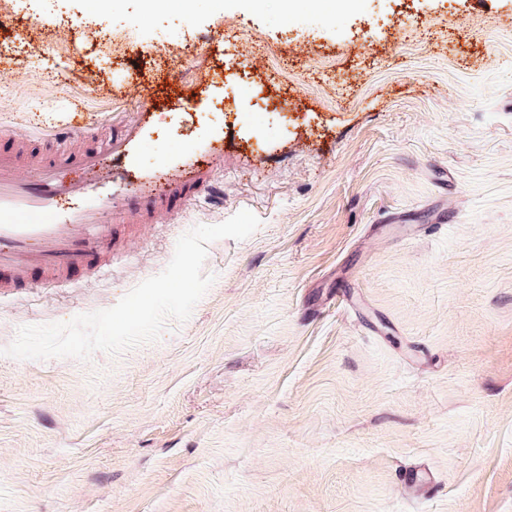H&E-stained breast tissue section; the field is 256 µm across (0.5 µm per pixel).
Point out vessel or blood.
I'll return each mask as SVG.
<instances>
[{"label": "vessel or blood", "instance_id": "b4317fda", "mask_svg": "<svg viewBox=\"0 0 512 512\" xmlns=\"http://www.w3.org/2000/svg\"><path fill=\"white\" fill-rule=\"evenodd\" d=\"M177 101L205 113L197 85H181ZM159 109L145 101L97 148L60 159L26 152L23 137L0 131V295L28 287L35 272L59 286L77 272L101 276L122 225L151 223L160 211L182 214L210 193L224 166L223 129L202 124L195 144L171 147L148 167L141 147L158 133ZM132 182L138 191H128ZM403 483L414 497L434 488L422 469L406 472Z\"/></svg>", "mask_w": 512, "mask_h": 512}]
</instances>
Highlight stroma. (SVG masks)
Segmentation results:
<instances>
[{"label":"stroma","instance_id":"obj_1","mask_svg":"<svg viewBox=\"0 0 512 512\" xmlns=\"http://www.w3.org/2000/svg\"><path fill=\"white\" fill-rule=\"evenodd\" d=\"M201 74L223 204L159 216L106 275L0 297V512H512V0H0L18 134ZM158 124L148 164L198 137ZM244 209L260 228L208 244L213 284L157 340L3 355ZM419 467L436 490L411 500Z\"/></svg>","mask_w":512,"mask_h":512}]
</instances>
